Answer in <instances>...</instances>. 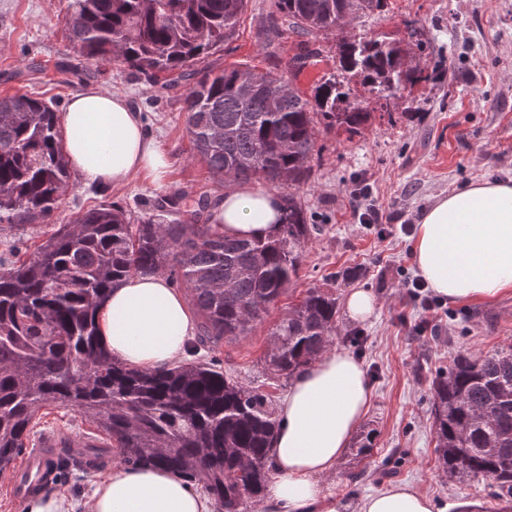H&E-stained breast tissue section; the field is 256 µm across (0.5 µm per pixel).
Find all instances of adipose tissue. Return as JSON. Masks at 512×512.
Masks as SVG:
<instances>
[{"label": "adipose tissue", "instance_id": "adipose-tissue-1", "mask_svg": "<svg viewBox=\"0 0 512 512\" xmlns=\"http://www.w3.org/2000/svg\"><path fill=\"white\" fill-rule=\"evenodd\" d=\"M70 167L106 188L145 173L162 180L171 158L126 97L101 86L76 94L62 117ZM275 193L233 185L212 203L213 220L230 238H266L278 229ZM417 273L451 302L512 292V181L473 182L439 199L416 227ZM98 336L127 366L152 372L189 359L196 319L183 289L165 275L115 284L96 312ZM371 400L363 363L346 350L325 352L294 375L279 407L272 478L259 512H320L321 479L333 471ZM431 496L396 485L359 501L357 512H434ZM21 512H214L184 478L161 468L118 467L91 493L57 487L27 498Z\"/></svg>", "mask_w": 512, "mask_h": 512}]
</instances>
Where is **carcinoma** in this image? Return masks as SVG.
Returning <instances> with one entry per match:
<instances>
[{"instance_id":"cac0c4a2","label":"carcinoma","mask_w":512,"mask_h":512,"mask_svg":"<svg viewBox=\"0 0 512 512\" xmlns=\"http://www.w3.org/2000/svg\"><path fill=\"white\" fill-rule=\"evenodd\" d=\"M278 24L300 38L287 72L217 71L209 57L235 34L246 0H70L66 35L101 72L112 62L152 85H193L182 97L191 157L215 178L290 189L309 179L317 128L361 132L373 113L351 102V79L387 100L407 83L436 79L410 58L419 42L356 40L345 19L381 13L387 0H276ZM334 32L336 71L310 95L293 78L320 56L306 37ZM63 130L53 103L0 96V232L52 219L69 189ZM278 233L235 239L211 224L208 200L174 192L136 221L101 203L41 244L18 240L0 258V469L28 447L46 406L69 408L94 428L80 456L63 446L49 473L91 478L112 448L120 464L164 467L194 482L217 512H248L272 476L278 424L268 395L224 371L216 357L143 372L112 358L98 339L96 309L112 286L161 273L184 289L210 350L252 331L298 280L314 226L294 194ZM338 303L310 288L269 330L266 374L291 378L333 344ZM436 453L451 480H489L495 503L456 512L512 509V347L455 353L432 380Z\"/></svg>"}]
</instances>
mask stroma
Masks as SVG:
<instances>
[{
  "label": "stroma",
  "instance_id": "stroma-1",
  "mask_svg": "<svg viewBox=\"0 0 512 512\" xmlns=\"http://www.w3.org/2000/svg\"><path fill=\"white\" fill-rule=\"evenodd\" d=\"M69 0H0V95L25 93L54 100L65 111L70 97L101 84L127 95L142 112L172 166L162 182L139 176L120 189L102 188L72 176L53 223L27 225L18 237L27 243L47 238L56 223L102 202L143 216L160 196L180 191L215 197L224 190L206 166L191 159L181 110V91L149 86L123 66L96 74L64 35ZM273 0H247L234 38L210 56L213 68L244 64L282 72L298 51L299 39L283 34L266 41L263 31ZM355 38L409 39L425 45L421 65L438 66L434 82L402 87L377 103L353 84V94L374 118L353 138L318 132V154L306 184L294 193L315 230L306 246L299 278L277 304L287 309L307 289H334L345 299L365 288L377 300L372 317L351 321L339 312L334 345L358 355L372 390V402L358 427L372 432L370 456L356 459L347 448L325 478L326 512H354L369 494L392 485L427 492L439 512L490 502L484 480L449 481L435 454L431 381L457 351L488 352L512 347V292L493 300L443 303L432 314L405 303L403 282L416 276L413 236L403 224H419L438 199L472 182L512 179V0H389L385 12L354 21ZM383 215L374 226L355 214L359 196ZM268 325L224 341L215 354L228 373L267 389L262 360Z\"/></svg>",
  "mask_w": 512,
  "mask_h": 512
}]
</instances>
